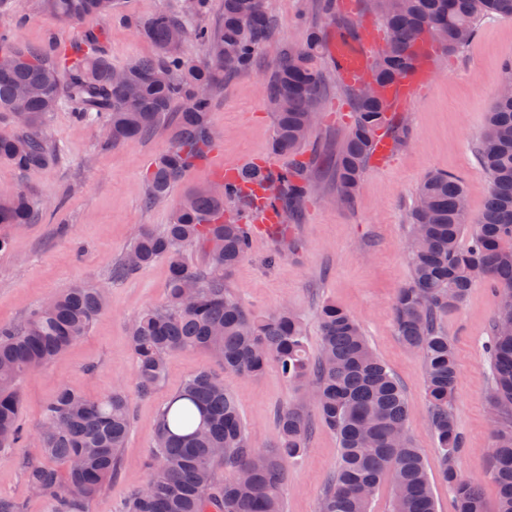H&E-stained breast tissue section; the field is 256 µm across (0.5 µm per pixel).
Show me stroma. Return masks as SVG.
<instances>
[{"label":"stroma","mask_w":512,"mask_h":512,"mask_svg":"<svg viewBox=\"0 0 512 512\" xmlns=\"http://www.w3.org/2000/svg\"><path fill=\"white\" fill-rule=\"evenodd\" d=\"M181 4L117 0L111 16L70 24L50 16L44 0H11L9 7H0V33L26 46L51 38L63 47L82 42L87 33H100L105 53L120 66L154 53L137 33L135 20L159 11L179 12ZM266 6L274 19L272 46L258 53L252 70L226 78L215 92L210 122L217 144L205 164L184 174L172 191V202L212 183L214 167L223 163L245 165L264 159L279 167L288 164L287 158L269 152L274 119L265 107L262 83L277 66V46L302 47L306 25H317L327 34L333 22L323 14L319 0H267ZM434 60L430 83L400 115L408 139L395 146L385 165L367 166L351 203H337L334 169L313 170L310 196L287 218L294 248L281 253L271 239L252 238L248 257L225 274L224 286L257 314L291 306L307 325L308 349L314 357L321 345L320 307L333 302L355 315L374 352L403 386L409 403L408 432L435 476L437 512H457L447 485L436 477L423 359L397 336L393 303L398 290L411 281L409 214L422 179L433 171L458 175L471 214L483 209L490 181L475 146L495 102L501 67L512 61V17L481 18L468 45L451 54L438 52ZM318 67L324 76L323 101L303 148L312 159L339 149L350 131L352 113L349 91L328 54H321ZM43 129L58 148L54 163L24 173L0 161V188H23L45 204L33 223L0 225V237L9 241L0 250V323L20 322L51 295L76 286L105 289L107 305L86 336L48 367L19 379L24 440L21 447L0 454V495L24 502L26 512H46L45 500L27 485L23 459L37 453L43 405L63 386L90 397L121 388L131 399L132 427L122 450L121 473L92 501L90 512H122L130 492L144 484L142 462L152 449L158 411L197 371L223 377L257 449L276 445L275 413L280 408L297 407L316 421L310 400L289 385L276 366L258 377L228 374L203 349L172 352L157 390L146 397L137 394L128 329L137 316L165 301L168 264L160 260L120 279L113 278L112 269L141 226L159 229L170 221V205L149 209L143 204L147 172L170 140L158 134L105 150L100 127L78 124L66 108L47 116ZM497 307L493 287L479 282L461 308L440 318L458 361L452 408L463 437L460 470L478 483L488 512L496 506L497 488L490 476L495 419L488 401L492 371L486 346ZM338 460L335 433L317 425L306 454L288 466L283 512H317Z\"/></svg>","instance_id":"stroma-1"}]
</instances>
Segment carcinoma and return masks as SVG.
Masks as SVG:
<instances>
[{
    "label": "carcinoma",
    "mask_w": 512,
    "mask_h": 512,
    "mask_svg": "<svg viewBox=\"0 0 512 512\" xmlns=\"http://www.w3.org/2000/svg\"><path fill=\"white\" fill-rule=\"evenodd\" d=\"M58 20L81 23L112 13L114 0H45ZM386 19L383 47L370 69L376 92L352 91L353 125L336 155L338 196L355 197L371 149L387 120L381 87L413 66L415 48L425 38L450 53L469 43L485 16H512V0H380ZM209 0H184L180 15L157 12L136 23L155 48L150 57L122 66L126 79L112 81L111 60L100 35L90 33L72 52L49 42L18 46L0 34V112L14 131L0 134V159L20 171L44 167L57 149L42 127L44 118L68 106L80 122L103 127L101 148L170 132L171 146L147 178L145 203L170 198L174 184L214 146L210 125L214 91L224 77L253 65L259 48L271 40L273 19L264 0H224V14L207 22ZM191 34L207 45L210 62L199 65L173 46L177 34ZM321 30L306 28L300 51L281 47L275 70L263 83L267 109L274 117L272 153L294 158L308 139L311 113L322 97L323 75L316 59L323 49ZM37 88L16 115L20 87ZM491 188L474 218L462 179L431 173L416 198L408 248L411 283L393 304L397 336L418 351L425 368V395L439 472L454 495L457 512H487L478 483L459 469L463 438L451 400L457 379L456 351L438 316L458 308L476 279L495 288L498 309L488 354L493 383L489 403L497 418L491 476L498 489L496 512H512V96L497 98L487 114L477 146ZM312 163L292 161L280 170L253 167L240 182L255 185L284 210L298 206L311 188ZM207 189L186 193L163 229L147 225L135 234L116 268L131 275L158 259L169 265L164 304L146 310L130 326L136 360V389L148 396L159 386L167 356L179 349L203 348L224 364V373L259 376L275 363L289 384L306 395L324 427L336 433L340 456L325 485L318 512H371L377 489L391 486V512H437L433 485L421 449L407 431L409 404L400 382L377 357L357 319L334 303L319 312L322 348L308 350L307 328L288 305L267 315L246 310L224 288V274L250 250L245 225L224 212L236 198ZM40 203L15 188L0 197V224H28ZM471 242L460 246L464 235ZM205 246V268L183 259L186 248ZM105 305L100 288L77 286L52 295L20 324L0 323V449L21 439L20 395L16 382L50 364L86 335ZM278 445L254 448L236 399L224 380L210 371L190 375L160 409L154 443L144 466L145 483L133 491L124 512H282L287 465L306 452L311 427L298 408L276 414ZM132 425L130 401L122 390L92 400L61 387L47 402L38 437L39 452L24 462L32 493L44 498L47 512H89L91 502L118 473L121 450ZM225 476H220V473Z\"/></svg>",
    "instance_id": "1"
}]
</instances>
